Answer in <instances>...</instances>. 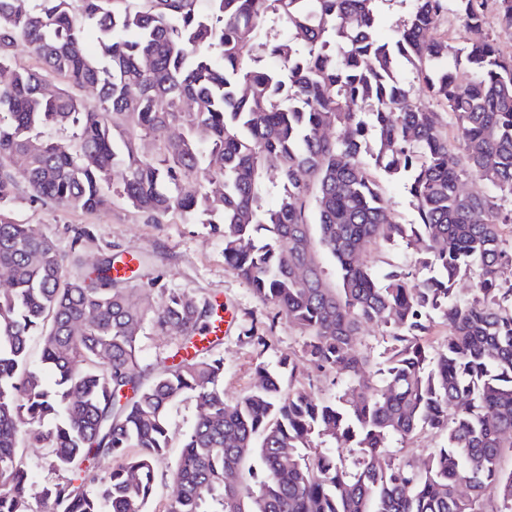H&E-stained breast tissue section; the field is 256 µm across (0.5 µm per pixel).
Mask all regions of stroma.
I'll use <instances>...</instances> for the list:
<instances>
[{
    "label": "stroma",
    "instance_id": "stroma-1",
    "mask_svg": "<svg viewBox=\"0 0 512 512\" xmlns=\"http://www.w3.org/2000/svg\"><path fill=\"white\" fill-rule=\"evenodd\" d=\"M12 212L18 223L32 225L65 255L66 276L70 279L86 276L94 263L107 255H150L151 265L135 271L128 282L145 311L155 310L167 290L184 291L200 300L215 297L226 302L236 316L234 326L218 348L224 358L226 398L236 397L254 384L255 366L261 362L275 367L293 361L295 379L315 391L329 393L333 388H344V379H332L303 359V336L231 272L224 262V241L213 225L180 216L147 224L132 207L121 202L92 213L40 205L29 201L28 187L22 180L15 187ZM84 228L89 230V238L74 245V237ZM253 325L264 329L265 345H254L245 338V330ZM197 415V402L188 394L169 411L172 448L156 466L157 502H164L174 491L172 472Z\"/></svg>",
    "mask_w": 512,
    "mask_h": 512
}]
</instances>
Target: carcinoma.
<instances>
[{"instance_id": "cac0c4a2", "label": "carcinoma", "mask_w": 512, "mask_h": 512, "mask_svg": "<svg viewBox=\"0 0 512 512\" xmlns=\"http://www.w3.org/2000/svg\"><path fill=\"white\" fill-rule=\"evenodd\" d=\"M379 2L0 0V512H148L186 394L202 409L159 512H512V283L498 280L512 264V53L426 38L448 12L464 30L491 13L512 30V0H414L390 40ZM271 19L286 36L269 35ZM20 42L34 64L15 61ZM13 170L36 203L92 212L117 198L150 224L223 225L233 273L345 388L317 393L260 363L254 387L226 399L221 337L202 335L224 305L176 290L151 324L180 341L146 376V314L112 274L120 259L66 279L53 243L6 210ZM384 177L404 179L417 222L393 218ZM397 242L425 276L363 267L365 247ZM363 323L387 336L374 360L353 352ZM439 323L451 333L435 344ZM432 430L445 442L422 465L395 462L391 442ZM28 447L49 449L56 479H34Z\"/></svg>"}]
</instances>
